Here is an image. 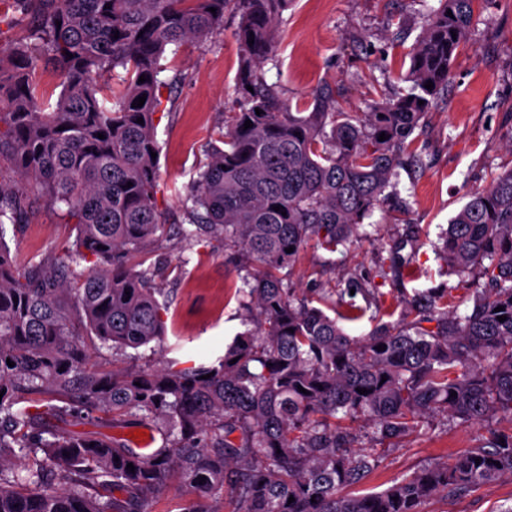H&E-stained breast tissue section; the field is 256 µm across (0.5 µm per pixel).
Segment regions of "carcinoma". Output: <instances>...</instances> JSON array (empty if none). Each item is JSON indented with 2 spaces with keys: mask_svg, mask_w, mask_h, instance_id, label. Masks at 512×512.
<instances>
[{
  "mask_svg": "<svg viewBox=\"0 0 512 512\" xmlns=\"http://www.w3.org/2000/svg\"><path fill=\"white\" fill-rule=\"evenodd\" d=\"M439 2L412 48L409 91L358 114L326 95L294 111L266 82L282 0H37L29 32L0 45V163L64 208L76 237L52 262L20 264L6 236L30 196L0 183V512H150L174 481L195 495L182 512H210L205 500L220 496L228 512H419L433 495L453 500L512 475V170L473 191L443 236L452 272L480 266L487 278L463 315L445 289L417 293L398 322L354 337L330 315L333 296L350 289L298 297L283 274L310 239L331 252L352 244L396 186L472 24L473 0ZM229 9L241 49L233 107L183 200L178 235L253 268L237 293L254 329L216 366H139L125 350L165 336L148 263L170 232L151 157L161 60L220 33ZM46 64L55 100L34 81ZM102 345L107 366L94 356ZM498 415L511 426L453 462L351 493L427 418L479 425ZM74 419L148 421L165 444L60 434ZM364 424L378 447H355Z\"/></svg>",
  "mask_w": 512,
  "mask_h": 512,
  "instance_id": "obj_1",
  "label": "carcinoma"
}]
</instances>
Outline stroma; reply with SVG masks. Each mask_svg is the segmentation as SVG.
<instances>
[{
  "instance_id": "1",
  "label": "stroma",
  "mask_w": 512,
  "mask_h": 512,
  "mask_svg": "<svg viewBox=\"0 0 512 512\" xmlns=\"http://www.w3.org/2000/svg\"><path fill=\"white\" fill-rule=\"evenodd\" d=\"M438 0H287L276 26L274 61L264 66L290 106L311 103L315 92L334 97L348 112L408 89L409 52ZM237 20L225 15L223 33L187 44L165 58L163 110L157 125L161 146L157 204L168 225L178 226L182 200L196 178L208 143L233 104L240 47ZM411 149L423 167L401 170L396 193L376 207L350 249L329 252L309 241L290 277L297 292L345 287L364 279L371 293L356 296L363 318L346 323L348 334H368L377 322L402 315L400 299L449 289V305L466 313L480 272L449 273L439 254L440 234L472 191L512 169V0H475L471 33L453 62L448 94L426 113ZM76 231L62 210L37 200L27 224L7 236L19 259L50 260ZM163 260L154 273L164 303L163 344L137 349L138 364L164 361L174 368L216 363L225 345L246 329L234 292L245 269L207 242L186 244L177 235L158 242ZM486 426H461L441 418L386 452L360 494L385 490L423 466L452 461L485 435ZM512 504V476L481 485L449 502L436 495L421 512H497Z\"/></svg>"
}]
</instances>
